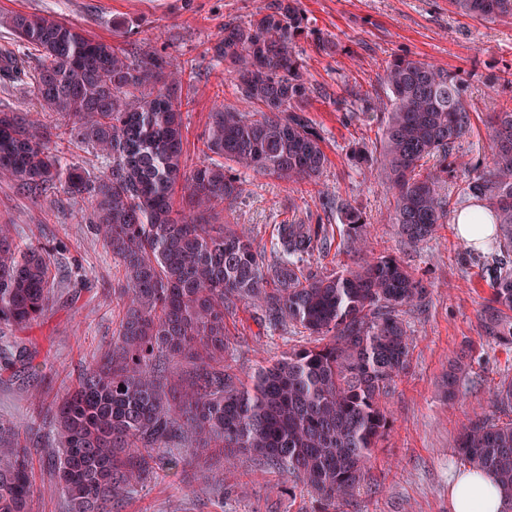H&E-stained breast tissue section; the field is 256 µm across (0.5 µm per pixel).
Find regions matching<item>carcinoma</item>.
Returning a JSON list of instances; mask_svg holds the SVG:
<instances>
[{"instance_id":"cac0c4a2","label":"carcinoma","mask_w":512,"mask_h":512,"mask_svg":"<svg viewBox=\"0 0 512 512\" xmlns=\"http://www.w3.org/2000/svg\"><path fill=\"white\" fill-rule=\"evenodd\" d=\"M470 19H512V0H448ZM20 43L4 49L0 82L28 79L45 112L73 116L52 129L20 112H0V175L46 195L63 187L91 203L94 225L124 281L112 350L86 368L56 403L55 486L69 512H112V503L146 486L183 451L222 448L286 474L314 491L323 512L349 502L378 441L390 429L382 399L410 363L404 308L427 289L397 259L381 255L357 269L312 271L335 242L329 224L277 225L273 256L247 235L206 216L244 192L230 161L288 182L317 183L328 158L309 115L316 88L301 63L305 31L300 0H272L247 21H224L213 57L224 64L244 108L213 106L202 152L188 172L182 101L156 85L181 80L184 67L161 54L138 58L82 29L44 15L18 14ZM38 52L34 72L21 49ZM388 102L365 92L351 105L385 112L379 144L354 149L357 164H377L393 196L391 223L412 244L447 223L455 144L471 115L463 86L448 71L409 58L382 77ZM84 145L104 164L90 176L56 147ZM436 163L426 166L428 159ZM459 193L487 202L500 258L481 268L491 293L482 333L512 345V109L491 118L488 156L470 164ZM349 245L363 250L366 224L354 207H336ZM51 249L21 245L0 231V323L26 329L53 299ZM238 302L258 307L268 328L293 326L310 344L261 366L247 383L224 353L225 322ZM185 360L188 377L168 383L169 363ZM493 406L512 412V379L492 390ZM180 438L186 449L167 447ZM459 459L492 473L512 512V419L477 414L461 429ZM27 447L0 449V512H27L34 494Z\"/></svg>"}]
</instances>
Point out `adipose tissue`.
Segmentation results:
<instances>
[{"mask_svg":"<svg viewBox=\"0 0 512 512\" xmlns=\"http://www.w3.org/2000/svg\"><path fill=\"white\" fill-rule=\"evenodd\" d=\"M483 203L464 206L455 217L459 236L473 249H482L493 226ZM451 512H504L506 502L493 475L473 468L457 474L448 488Z\"/></svg>","mask_w":512,"mask_h":512,"instance_id":"obj_1","label":"adipose tissue"}]
</instances>
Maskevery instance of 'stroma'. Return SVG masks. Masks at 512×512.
Listing matches in <instances>:
<instances>
[{
	"label": "stroma",
	"mask_w": 512,
	"mask_h": 512,
	"mask_svg": "<svg viewBox=\"0 0 512 512\" xmlns=\"http://www.w3.org/2000/svg\"><path fill=\"white\" fill-rule=\"evenodd\" d=\"M269 0H0V46L14 35L9 19L16 13L51 15L81 27L91 38L186 62L181 96L188 168L201 152L214 103L238 102L223 66L210 48L221 37L224 19H249ZM308 35L298 49L309 81L319 90L310 116L321 129L328 157L317 184L288 183L246 172L245 191L212 216L245 232L262 252H270L276 224L293 220L316 223L320 196L357 208L367 225L373 255H390L422 278L428 294L405 319L413 341L410 366L385 399L391 427L365 469L364 478L343 512H450L448 485L463 470L455 454L461 426L474 414L508 420L489 400L500 379L512 378V346L482 336L481 304L490 289L478 276L492 260L493 246L475 251L453 224L412 245L389 222L393 198L377 167L355 166V143L380 136L378 112L349 114L340 99L356 92L385 97L386 64L397 57L425 61L457 74L466 86L472 128L456 147L465 162L484 154L487 116L512 108V85L494 77L512 72V20H476L454 14L448 0H301ZM337 42L338 53L318 51L317 37ZM90 206L65 191L46 198L30 196L0 177V227L14 239L52 247L56 288L40 323L20 331L0 324V440L33 447V481L38 488L28 512H68L54 492L52 408L68 387L99 360L115 336L120 319L122 276L119 267L85 218ZM259 308L238 304L227 315L230 334L225 359L240 378L279 359L302 339L293 329L261 325ZM472 344L475 363L456 402H447L442 381L462 346ZM282 477L240 456L235 467L224 455H185L179 469L160 470L143 489L120 499L115 512H318L315 494L298 488L282 493Z\"/></svg>",
	"instance_id": "stroma-1"
}]
</instances>
